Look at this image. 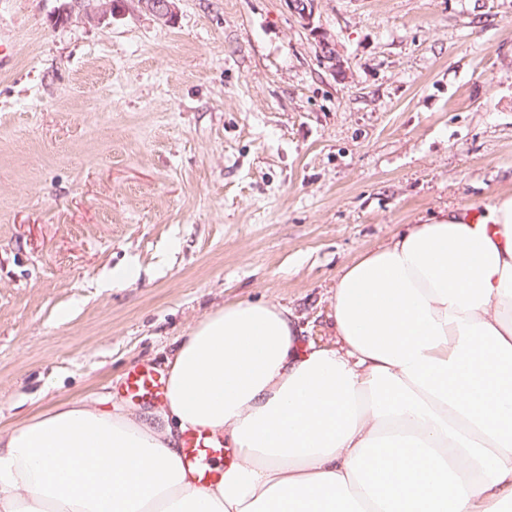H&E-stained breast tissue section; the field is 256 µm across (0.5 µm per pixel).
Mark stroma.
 <instances>
[{"label":"stroma","instance_id":"stroma-1","mask_svg":"<svg viewBox=\"0 0 512 512\" xmlns=\"http://www.w3.org/2000/svg\"><path fill=\"white\" fill-rule=\"evenodd\" d=\"M58 5L0 0L1 433L241 301L329 343L343 266L512 195V0Z\"/></svg>","mask_w":512,"mask_h":512}]
</instances>
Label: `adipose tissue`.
I'll list each match as a JSON object with an SVG mask.
<instances>
[{
  "mask_svg": "<svg viewBox=\"0 0 512 512\" xmlns=\"http://www.w3.org/2000/svg\"><path fill=\"white\" fill-rule=\"evenodd\" d=\"M331 343L284 305L191 327L151 414L63 403L0 434V512H512V196L341 270ZM233 458L200 485L188 433Z\"/></svg>",
  "mask_w": 512,
  "mask_h": 512,
  "instance_id": "ef3b65f1",
  "label": "adipose tissue"
}]
</instances>
